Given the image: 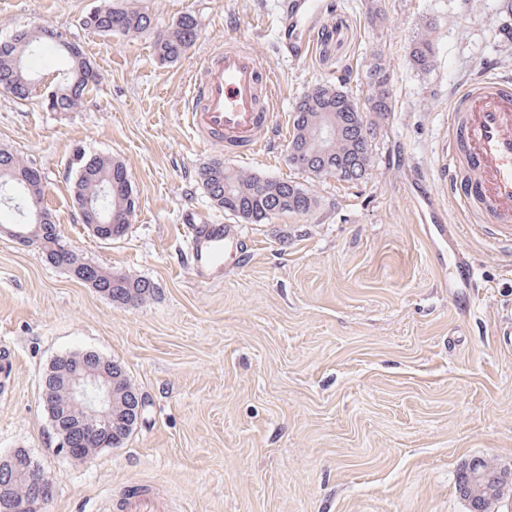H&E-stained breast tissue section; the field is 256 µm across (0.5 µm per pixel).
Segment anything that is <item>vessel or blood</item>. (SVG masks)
<instances>
[{
    "instance_id": "vessel-or-blood-1",
    "label": "vessel or blood",
    "mask_w": 512,
    "mask_h": 512,
    "mask_svg": "<svg viewBox=\"0 0 512 512\" xmlns=\"http://www.w3.org/2000/svg\"><path fill=\"white\" fill-rule=\"evenodd\" d=\"M327 17L323 0H280L276 42L282 59L292 65L306 61ZM195 82L187 119L202 144L245 156L267 144L274 129V74L262 54L235 45L212 50ZM448 128L453 135L439 162V174L449 193L461 213L512 235V79L486 65L455 94L448 108ZM432 228L453 253L455 282L474 287L476 271L459 249L456 225L436 220ZM241 247L240 231L230 226H189L187 248L198 282L222 279L225 256H237ZM110 507L112 512H174L149 486L121 494Z\"/></svg>"
}]
</instances>
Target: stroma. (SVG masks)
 Returning a JSON list of instances; mask_svg holds the SVG:
<instances>
[{"mask_svg":"<svg viewBox=\"0 0 512 512\" xmlns=\"http://www.w3.org/2000/svg\"><path fill=\"white\" fill-rule=\"evenodd\" d=\"M276 0H142L151 31L104 36L84 18L105 0H0V38L47 26L78 43L98 74L77 112L44 105L66 64L51 58L24 103L0 92V148L44 175L43 204L84 259L154 281L147 303L96 293L38 250L0 235V458L27 449L56 477L45 512H107L120 489L148 483L179 512H469L460 465L512 466V246L462 224L436 190L432 207L458 227L479 269L476 304L452 301V259L422 222L418 182L437 181L452 93L485 62L512 77V0H333L306 63L275 52ZM386 19L374 21L375 10ZM200 38L159 62L156 31L183 14ZM434 61L410 52L422 37ZM255 48L279 73L277 136L231 168L295 181L317 199L303 214L236 222L198 181L216 152L190 132V80L226 40ZM382 60L394 110L364 178H311L287 160L296 101L342 78L367 93ZM122 161L138 207L128 234L93 238L68 185L77 151ZM238 223L239 265L202 284L190 269L188 220ZM121 363L145 411L131 436L74 460L59 453L41 397L60 355Z\"/></svg>","mask_w":512,"mask_h":512,"instance_id":"35a3bbf8","label":"stroma"}]
</instances>
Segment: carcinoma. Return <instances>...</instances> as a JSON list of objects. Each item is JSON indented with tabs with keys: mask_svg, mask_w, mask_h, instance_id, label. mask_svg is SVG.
Listing matches in <instances>:
<instances>
[{
	"mask_svg": "<svg viewBox=\"0 0 512 512\" xmlns=\"http://www.w3.org/2000/svg\"><path fill=\"white\" fill-rule=\"evenodd\" d=\"M85 24L107 36L130 35L152 29V18L130 0H108L104 7L87 16ZM40 43L52 44L70 60L67 77L45 99L49 111H79L90 86L96 85V73L79 46L50 27L18 30L0 40V88L18 100L30 97L34 84L27 58L33 46ZM194 46L181 19L155 37V51L164 63L177 62ZM411 58L418 68L429 69L434 58L432 43L422 40L414 44ZM367 79L368 93L362 100L353 97L339 81L317 84L299 98L293 111L292 135L288 142L291 166L315 178L330 176L346 183L364 178L371 167L376 130L393 111L385 66L379 62L372 64ZM326 126L337 130V135L320 152L315 133ZM71 165L76 167V175L69 192L82 213V223L94 224L104 215L116 214L121 222L112 226V239L126 236L134 215L124 207L126 198L133 193L132 181L107 190V176L124 164L109 155L77 152ZM28 168L29 164L19 154L0 148V182H17L20 187L19 198L11 202L4 201V194L0 193V225L13 223V213L24 205H42L44 183L26 178ZM199 180L214 204L226 211L231 209L237 217L255 224L278 215L303 213L316 203L311 193L293 181L241 172L224 165L220 158H214L200 168ZM45 223L47 227L41 233L39 244L45 258L62 268L84 262L83 258L72 256L67 263H61L57 252L61 236L53 213L48 209L45 210ZM99 273L98 292L113 302L136 306L154 299L159 293L156 283L147 278L114 273L103 267L99 268ZM80 356L82 353L73 352L57 358L44 375L43 389L51 395L57 410L71 406L70 395L61 380L72 373ZM112 385V407L107 413L116 420L125 413L130 397L140 395V391L121 367L115 369ZM7 496L5 508L0 512H11L13 503L27 501L31 493L28 484L21 480L12 485Z\"/></svg>",
	"mask_w": 512,
	"mask_h": 512,
	"instance_id": "obj_1",
	"label": "carcinoma"
}]
</instances>
